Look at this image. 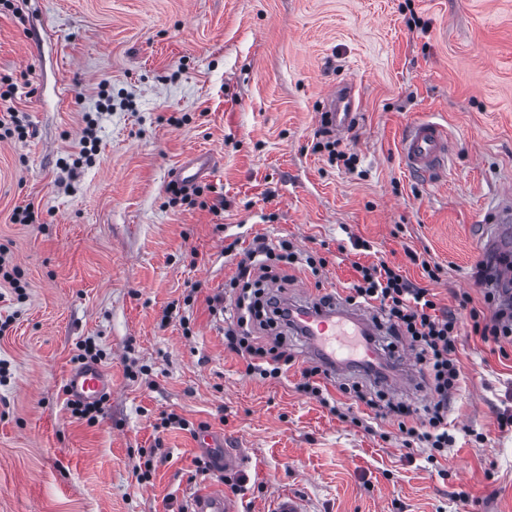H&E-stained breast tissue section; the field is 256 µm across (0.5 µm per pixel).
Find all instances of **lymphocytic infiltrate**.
<instances>
[{
  "instance_id": "lymphocytic-infiltrate-1",
  "label": "lymphocytic infiltrate",
  "mask_w": 512,
  "mask_h": 512,
  "mask_svg": "<svg viewBox=\"0 0 512 512\" xmlns=\"http://www.w3.org/2000/svg\"><path fill=\"white\" fill-rule=\"evenodd\" d=\"M227 256L238 259V272L232 278L235 292L224 298V347L245 363L247 375L263 379H278L286 374L292 358L278 346L267 347L257 337L258 331L275 325H287L288 307L281 299L264 302L253 301L249 285H262L271 261L307 268L319 272L327 264L326 258L302 252L292 242L281 239L269 242L266 238H254L246 250H239L237 242L224 247ZM412 264L421 266L431 282L438 279V267L415 251H407ZM356 279L350 283L344 301L347 304L375 310V318L384 326L388 335L407 342L415 352L421 371L431 387L433 400L424 409L422 417H415L412 409L398 405L393 409L397 431L405 448L426 451L429 462L447 458L455 437L448 431V410L454 394L461 384V373L455 358L461 334L457 311L440 306L437 295L429 286H419L404 275L400 266L380 259L362 265L355 264ZM465 310L471 322V332L479 336L491 351L505 353L512 345V313L507 312L493 292L484 295L483 307L472 304L469 295L458 300V309ZM322 367L310 363L301 371L296 385L298 392L318 399L329 406L340 418L351 420L354 425L364 422L358 407L371 412H381L379 402L359 386H341V398H333L322 386Z\"/></svg>"
}]
</instances>
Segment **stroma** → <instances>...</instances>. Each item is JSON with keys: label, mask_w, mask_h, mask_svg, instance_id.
Returning <instances> with one entry per match:
<instances>
[{"label": "stroma", "mask_w": 512, "mask_h": 512, "mask_svg": "<svg viewBox=\"0 0 512 512\" xmlns=\"http://www.w3.org/2000/svg\"><path fill=\"white\" fill-rule=\"evenodd\" d=\"M1 83L17 88L26 134L0 139V248L22 283L0 278V512H184L220 474L197 473V437L160 428L171 413L242 451L243 512L287 491L306 512H453L461 491L468 512H512V357L461 338L457 442L432 464L391 424L370 432L298 393L299 336L284 341L287 379L246 376L207 303L237 272L225 240L263 236L327 259L316 276L277 266L297 301L343 291L354 263L383 255L442 307L464 293L482 306L483 222L512 199V0H11ZM343 83L362 98L339 145L352 170L316 147L321 104ZM427 117L450 142L429 176L399 151ZM197 151L215 162L204 209L168 191ZM29 207L35 223H18ZM409 249L440 265L437 283ZM173 302L189 328L165 320ZM87 339L112 375L92 424L63 392ZM344 383L419 411L431 399L424 380L396 392L348 369L326 381ZM143 456L155 470L140 485Z\"/></svg>", "instance_id": "stroma-1"}]
</instances>
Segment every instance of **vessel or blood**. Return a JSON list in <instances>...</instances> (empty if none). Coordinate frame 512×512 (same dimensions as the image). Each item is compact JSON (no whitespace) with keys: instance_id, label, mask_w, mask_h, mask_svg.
I'll return each instance as SVG.
<instances>
[{"instance_id":"1","label":"vessel or blood","mask_w":512,"mask_h":512,"mask_svg":"<svg viewBox=\"0 0 512 512\" xmlns=\"http://www.w3.org/2000/svg\"><path fill=\"white\" fill-rule=\"evenodd\" d=\"M361 101L353 85L333 87L326 95L318 121L332 133L343 135L352 129ZM450 144L444 125L426 118L413 123L400 144V153L406 167L419 174H431L443 169L448 162ZM211 157L205 153L191 156L175 169L173 178L190 186L210 176ZM492 231L486 246L504 249L512 243V206L499 205L492 213ZM293 329L306 338L305 354L314 361L335 370L336 357L354 352L352 337L372 334L373 323L361 312H353L335 305L293 303L289 306ZM71 397L93 401L111 392L110 375L95 364L74 367L66 377ZM190 512H241L237 500L227 497L216 486L193 493Z\"/></svg>"}]
</instances>
